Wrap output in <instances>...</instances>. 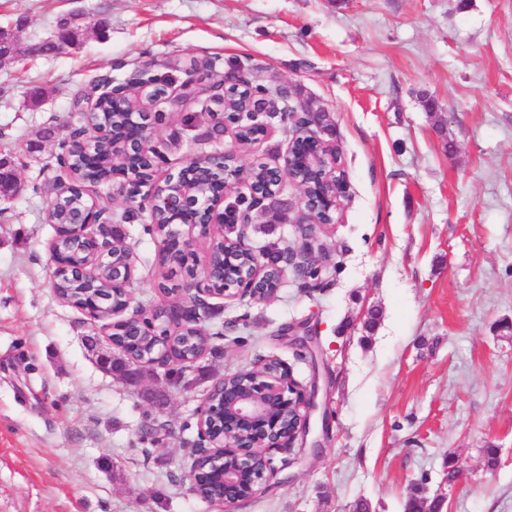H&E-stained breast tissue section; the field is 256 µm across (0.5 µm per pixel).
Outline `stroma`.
<instances>
[{"label": "stroma", "instance_id": "obj_1", "mask_svg": "<svg viewBox=\"0 0 512 512\" xmlns=\"http://www.w3.org/2000/svg\"><path fill=\"white\" fill-rule=\"evenodd\" d=\"M64 18L73 45L0 67V156L21 182L0 200V512H220L183 480L196 408L214 379L269 357L318 384L319 409L306 449L274 453L276 476L232 512H405L419 492L443 495L442 512H512V0H0L24 45ZM190 61L203 84L240 68L324 109L348 193L319 235V286L291 275L265 302L209 298L211 353L181 381L154 366L126 384L85 348L104 322L54 290L60 142L105 82L146 66L176 90ZM209 110L203 96L157 127L161 171L215 149L282 164L288 123L238 150L228 133L201 142ZM86 198L126 233L133 305L160 301L148 210L109 184ZM247 242L272 252L300 232L257 213ZM297 322L316 357L279 336ZM158 425L163 443L141 442ZM452 457L466 474L448 484Z\"/></svg>", "mask_w": 512, "mask_h": 512}]
</instances>
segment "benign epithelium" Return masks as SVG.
I'll return each mask as SVG.
<instances>
[{
  "label": "benign epithelium",
  "instance_id": "obj_1",
  "mask_svg": "<svg viewBox=\"0 0 512 512\" xmlns=\"http://www.w3.org/2000/svg\"><path fill=\"white\" fill-rule=\"evenodd\" d=\"M72 42L63 39L59 33L38 43L23 46L15 38L12 30L0 28V64L13 63L24 57H36L56 54ZM246 79L240 70L224 73V78L217 85L206 88L209 100L218 104L220 110L208 113L211 125L203 140L209 141L216 134L231 131L234 142L244 146L237 138L239 124L251 116L262 118L272 110L273 96L253 100L241 113L235 114V121L227 119L225 104L232 86L241 87L240 81ZM199 81L189 76L182 85L181 93L171 95L168 85L155 79L137 84L139 91H147V98L152 101H165L171 109L178 112L183 104L198 93ZM132 86L117 85L99 94V99L90 104L84 112L94 113L102 98L112 97L119 101L126 119V126L120 130L103 126L92 132L87 139H79L82 149L75 160H83L92 155L91 146L99 139L112 138L113 148L132 152L150 159H160L163 154L147 134L148 129L160 125L158 117L161 111L149 112L137 107L131 99ZM308 114L317 112L312 104L302 103L296 112L282 113L283 120L290 121L293 129L289 135L288 147L283 165L277 167L282 175L272 193L255 192L245 172L235 165L236 155L231 151H214L186 160L183 167L176 172H169L164 179L155 178V169H150L136 189L140 202L148 205L150 215L159 212L173 216L162 233L163 247L161 257H166L172 249H179L184 256L191 255V234L199 230L202 235H209L219 225L228 228L224 243L231 244L235 251L249 256L248 264L240 267L236 264L224 270V288L218 293L211 287L209 270L203 271V278L196 280L195 269L184 265L190 281L180 288L181 298L175 302L163 299L150 306V309L162 313L159 320L150 323L153 347L149 355L130 363L120 355L119 348L113 343V337H107L108 346L102 347L99 339L90 336L88 348L96 363L105 372L127 383H135L145 366H160L166 369L169 377H174L173 370L184 362L172 353L173 340L190 324L202 320V311L208 309L207 296L220 295L226 299H248L254 302L266 301L271 295L257 290V283L274 270L277 272V284H282L288 271H293L305 280L316 278L321 272L325 255L315 246L317 232L327 227L320 221L321 212H337L341 200L346 197L348 186L340 171V158L336 153V130L323 124H306L301 126L296 118L299 111ZM314 165L319 172L321 187L314 197H309L308 187L293 180L290 173L300 162ZM224 166V187L214 194L192 196L172 189L170 182L187 177L206 180L216 165ZM244 184V190L236 191L234 200H229L230 180ZM290 183L302 191L301 205L296 217H291V207L279 198L285 183ZM18 189V173L14 164L0 157V198L12 196ZM271 214L280 224H297L301 230V244L296 248H285L276 255V261L270 256L257 251L245 241V229L252 223L253 212ZM101 212L95 205H85L84 219L77 224L61 223L54 215H49L50 223L56 225V237L50 245V252L56 264L55 274L66 269L62 258V243L76 240L93 243V266L84 269V273L93 275L96 265L108 262L112 258V238L101 237L98 225ZM136 271L132 252H127L120 264H112V293L126 298V304L112 309V330L133 319L142 317L144 307H131L130 285ZM283 335L294 337L295 346L301 352L310 350V330L305 324H292L282 329ZM272 368L258 375L244 391L230 385L221 386L213 383L196 409L198 440L193 448V463L184 475L190 492H195L196 478L200 471L196 469V460L209 458L208 466L224 485V495L211 501L219 505L224 512H231V507L241 501V489L249 486L259 490L267 478L274 474L272 453L291 450L298 437H306L310 429L311 412L315 408V393H306L294 379L291 368L276 358L270 359ZM221 393L224 410V438L212 439L208 422L212 420L211 402L216 393Z\"/></svg>",
  "mask_w": 512,
  "mask_h": 512
}]
</instances>
